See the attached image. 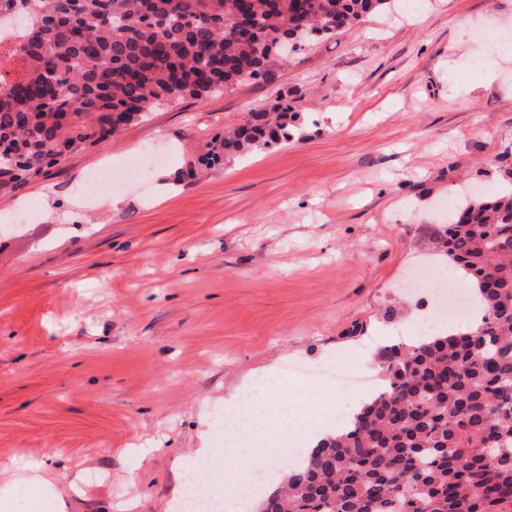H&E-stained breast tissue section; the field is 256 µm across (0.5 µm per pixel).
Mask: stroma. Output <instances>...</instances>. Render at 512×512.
<instances>
[{"mask_svg":"<svg viewBox=\"0 0 512 512\" xmlns=\"http://www.w3.org/2000/svg\"><path fill=\"white\" fill-rule=\"evenodd\" d=\"M266 77L167 103L70 154L0 218V469L45 463L55 494L22 512H171L179 468L215 457L226 399L283 402L335 422L342 394L283 374L406 333L423 303L405 273L445 267L427 245L461 189L489 195L512 169V59L468 96L484 28L512 36V0H394ZM289 102L292 141L174 183L247 113ZM153 148L147 182L82 191L105 164ZM453 282L461 275L445 267ZM158 449L144 455L145 440Z\"/></svg>","mask_w":512,"mask_h":512,"instance_id":"1","label":"stroma"}]
</instances>
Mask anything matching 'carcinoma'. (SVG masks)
<instances>
[{
    "label": "carcinoma",
    "mask_w": 512,
    "mask_h": 512,
    "mask_svg": "<svg viewBox=\"0 0 512 512\" xmlns=\"http://www.w3.org/2000/svg\"><path fill=\"white\" fill-rule=\"evenodd\" d=\"M391 0H0L28 34L0 49V190L104 143L154 107L205 100ZM288 103L251 113L198 163L293 139ZM436 250L479 294V324L379 352L380 391L252 512H512V192L461 202Z\"/></svg>",
    "instance_id": "1"
}]
</instances>
